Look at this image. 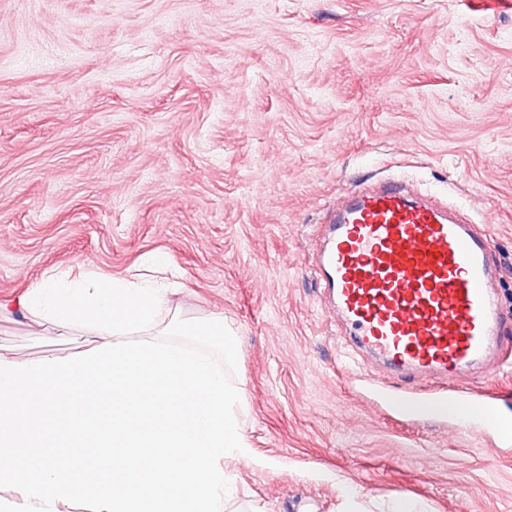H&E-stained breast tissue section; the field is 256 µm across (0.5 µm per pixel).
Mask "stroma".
<instances>
[{
  "label": "stroma",
  "instance_id": "stroma-1",
  "mask_svg": "<svg viewBox=\"0 0 512 512\" xmlns=\"http://www.w3.org/2000/svg\"><path fill=\"white\" fill-rule=\"evenodd\" d=\"M385 179L492 233L512 316V0H0V296L168 259L177 320L237 347L227 512H512V447L339 368L312 258ZM84 338L0 315V355Z\"/></svg>",
  "mask_w": 512,
  "mask_h": 512
}]
</instances>
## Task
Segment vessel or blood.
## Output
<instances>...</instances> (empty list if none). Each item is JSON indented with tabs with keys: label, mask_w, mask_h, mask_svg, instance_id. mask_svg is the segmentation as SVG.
Returning a JSON list of instances; mask_svg holds the SVG:
<instances>
[{
	"label": "vessel or blood",
	"mask_w": 512,
	"mask_h": 512,
	"mask_svg": "<svg viewBox=\"0 0 512 512\" xmlns=\"http://www.w3.org/2000/svg\"><path fill=\"white\" fill-rule=\"evenodd\" d=\"M314 265L350 353L389 375L440 383L441 394L416 403L399 396L395 411L446 418L466 406L482 415L475 435L496 426L494 403L465 385L476 368L512 366L490 233L386 181L337 204Z\"/></svg>",
	"instance_id": "b4317fda"
}]
</instances>
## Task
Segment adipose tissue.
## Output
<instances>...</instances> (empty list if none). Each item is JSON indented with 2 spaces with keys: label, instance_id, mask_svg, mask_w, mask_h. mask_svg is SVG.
Returning <instances> with one entry per match:
<instances>
[{
  "label": "adipose tissue",
  "instance_id": "ef3b65f1",
  "mask_svg": "<svg viewBox=\"0 0 512 512\" xmlns=\"http://www.w3.org/2000/svg\"><path fill=\"white\" fill-rule=\"evenodd\" d=\"M50 274L0 301L28 321L91 333L66 358L0 355V512H224V460L248 448L221 356L152 335L174 320L153 275ZM139 343H131V336Z\"/></svg>",
  "mask_w": 512,
  "mask_h": 512
}]
</instances>
